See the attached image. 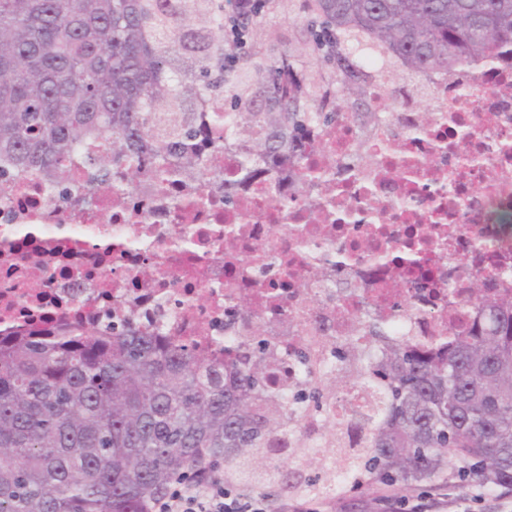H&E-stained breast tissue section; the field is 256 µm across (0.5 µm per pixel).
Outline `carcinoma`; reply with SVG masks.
<instances>
[{
    "label": "carcinoma",
    "instance_id": "obj_1",
    "mask_svg": "<svg viewBox=\"0 0 512 512\" xmlns=\"http://www.w3.org/2000/svg\"><path fill=\"white\" fill-rule=\"evenodd\" d=\"M214 28L244 34L259 11L227 15L224 0H0V165L58 184L88 141L103 190L138 174L151 152L175 174L197 171L187 100L219 102L218 123L246 142V163L288 160L317 120L346 119L345 99L369 116L352 48L366 41L412 74L458 70L512 50V0H291L308 18L312 56L284 54L251 76L224 39L189 47L186 6ZM268 86L248 105L253 80ZM336 95L323 110L329 88ZM245 106L231 113L226 103ZM475 320L450 328L446 349L402 343L354 374L368 428L359 449L335 442L321 472L305 475L312 449L288 448V487L317 499L352 484L435 485L448 459L491 490L512 489V294L468 299ZM257 326L241 343L250 359L228 366L191 342L137 336L106 321L0 334V512H150L171 482L224 467L228 482L269 486L253 467L288 441L298 420L267 387Z\"/></svg>",
    "mask_w": 512,
    "mask_h": 512
}]
</instances>
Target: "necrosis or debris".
<instances>
[{"mask_svg": "<svg viewBox=\"0 0 512 512\" xmlns=\"http://www.w3.org/2000/svg\"><path fill=\"white\" fill-rule=\"evenodd\" d=\"M358 62L380 123L366 135L349 121L312 124L295 149L310 174L303 193L240 172L236 147L215 149L224 130L204 107L189 115L201 169L171 178L142 155L122 203L98 191L79 153L62 190L26 172L0 179V330L119 318L202 347L224 337L236 363L239 341L264 327L268 361L300 359L282 389L301 437L330 447V418L306 404L338 343L358 337L373 361L407 340L442 349L449 325L470 318L455 301L474 283L512 294V68L488 57L428 73L424 124L381 83L380 54ZM318 265L325 275L311 280ZM368 322L381 336L362 331Z\"/></svg>", "mask_w": 512, "mask_h": 512, "instance_id": "1", "label": "necrosis or debris"}]
</instances>
